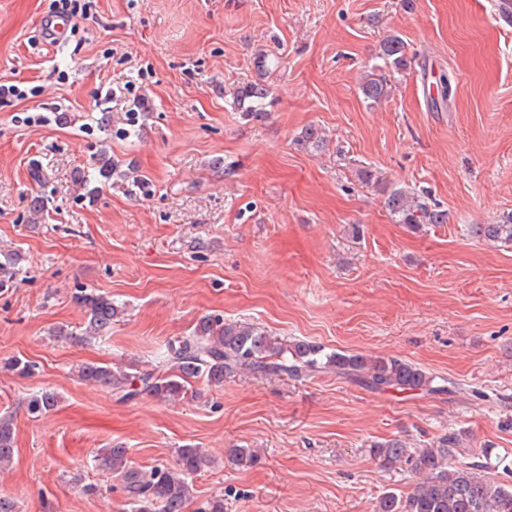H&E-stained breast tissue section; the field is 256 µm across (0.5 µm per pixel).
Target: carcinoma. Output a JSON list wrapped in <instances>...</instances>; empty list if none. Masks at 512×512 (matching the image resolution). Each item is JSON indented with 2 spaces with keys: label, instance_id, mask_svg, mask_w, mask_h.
Wrapping results in <instances>:
<instances>
[{
  "label": "carcinoma",
  "instance_id": "obj_1",
  "mask_svg": "<svg viewBox=\"0 0 512 512\" xmlns=\"http://www.w3.org/2000/svg\"><path fill=\"white\" fill-rule=\"evenodd\" d=\"M379 59L383 65L371 68L360 85L364 99L377 103L388 92L384 69L406 70L411 66L407 46L398 36L387 37ZM269 90L254 83L238 88L234 98L248 120L265 117V100ZM127 174L104 151L98 154L94 173H77V181L85 190L84 197L94 201L100 189L112 181H124ZM384 205L400 224L413 230L425 224H445L447 214L432 208L427 196L396 188L386 194ZM475 234L492 242L512 244V214L500 224H480ZM78 305L89 316L78 336L70 339L88 343L112 328V321L124 314L123 305L111 297L83 290L75 294ZM3 368L20 377L31 375L36 365L14 357L3 362ZM247 371L264 378L287 377L299 380L314 372L332 371L349 382L371 392H417L440 396L453 393L444 378L426 372L407 360L373 357L363 354L324 352L313 343L300 339H280L248 322L226 321L220 315H204L187 337L168 343L158 364L138 369L135 364L124 368L87 362L76 370L77 377L88 384L110 389L119 399L133 400L143 394L160 402H180L197 398L200 391L193 382L221 385ZM59 397L43 391L28 402L32 415H45L57 409ZM461 438L456 433L444 434L435 448H407L400 440L376 445L374 456L381 466L407 468L419 477L413 493L404 497L384 493L375 512H512V484L491 482L484 475L486 466L472 461L461 466L451 463ZM14 419L0 416V467L12 464L15 454ZM208 456L201 448L184 446L176 450L172 464L159 462L147 472L130 466L128 450L121 445L104 448L99 463L109 474L122 478V489L129 499L131 512H185L193 497L189 477L200 472Z\"/></svg>",
  "mask_w": 512,
  "mask_h": 512
}]
</instances>
